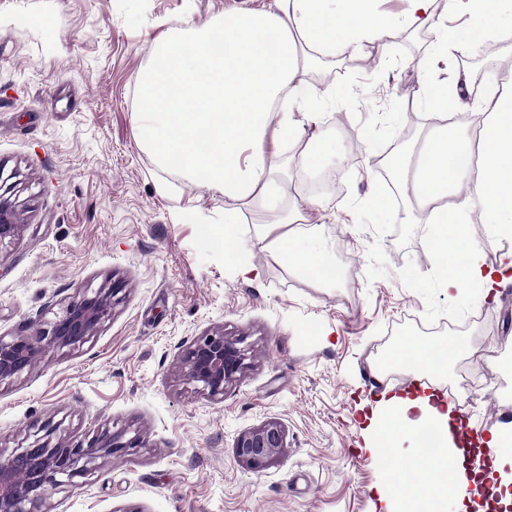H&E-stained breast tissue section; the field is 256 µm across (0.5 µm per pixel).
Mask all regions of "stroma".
<instances>
[{"instance_id":"1","label":"stroma","mask_w":512,"mask_h":512,"mask_svg":"<svg viewBox=\"0 0 512 512\" xmlns=\"http://www.w3.org/2000/svg\"><path fill=\"white\" fill-rule=\"evenodd\" d=\"M270 0H0V172L23 230L0 244V336L49 330L77 290L121 283L123 299L75 349H48L0 383V453L44 421L84 440L97 430L140 434L143 448L102 463L76 487L52 492L48 512H378L387 466L372 452L364 408L414 384L377 361L400 338L462 336L475 349L448 369L477 443L512 422V285L497 301L448 300L408 199L377 211L372 164L397 146L390 121L406 100L415 139L434 128L427 82H446L466 54L422 69L437 50L427 28L403 24L407 0H376L398 20L392 38L322 59L307 103L281 102L303 136L334 153L341 195L312 194L301 139L280 153L288 198L328 245L335 286L289 271L255 235L272 210L224 198L160 166L138 141L140 78L164 32ZM494 52L472 67L477 92L512 65V10L500 7ZM236 219L239 252L261 271L225 266L213 228ZM242 339L249 366L223 396L181 372L201 334ZM491 379L476 392L471 381ZM279 422L286 446L262 469L240 462L236 436Z\"/></svg>"}]
</instances>
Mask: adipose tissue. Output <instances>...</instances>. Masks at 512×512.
I'll list each match as a JSON object with an SVG mask.
<instances>
[{"mask_svg": "<svg viewBox=\"0 0 512 512\" xmlns=\"http://www.w3.org/2000/svg\"><path fill=\"white\" fill-rule=\"evenodd\" d=\"M393 30L372 0H272L269 9L166 37L141 80L139 141L163 167L225 197L279 210L276 222L256 225L257 238L310 281L334 285L338 271L326 244L310 229L291 226L277 177L279 145L300 129L273 107L300 94L308 49L346 55L362 40L389 39ZM471 87L464 69L455 70L452 85H431L433 105L453 120L391 163L416 223L426 227V244L444 270L440 288L451 299L467 289L495 297L512 283V250L497 266L487 265L482 242L458 230L475 204L491 233L512 241V82L490 100L475 135L460 120ZM473 353L462 337L420 348L404 338L387 353L388 363L423 385L381 398L368 418L376 449L390 456L386 482L376 489L383 512H512V422L491 430L478 449L462 446L456 407L433 385L458 357ZM425 437L433 440L431 453L395 455L400 442ZM479 451L488 460L472 466Z\"/></svg>", "mask_w": 512, "mask_h": 512, "instance_id": "ef3b65f1", "label": "adipose tissue"}]
</instances>
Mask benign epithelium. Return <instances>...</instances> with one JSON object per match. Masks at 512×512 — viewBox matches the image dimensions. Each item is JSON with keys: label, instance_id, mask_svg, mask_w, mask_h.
Masks as SVG:
<instances>
[{"label": "benign epithelium", "instance_id": "7a95c632", "mask_svg": "<svg viewBox=\"0 0 512 512\" xmlns=\"http://www.w3.org/2000/svg\"><path fill=\"white\" fill-rule=\"evenodd\" d=\"M18 213L9 198L0 193V245L21 232ZM120 289L105 283L94 291L82 289L71 297L51 329L40 335L18 333L0 336V382L20 375L48 348H76L92 337L112 314ZM246 354L239 341L211 331L195 338L182 360L184 376L215 398L236 381L245 368ZM126 431L108 429L87 442H74L57 435V426L43 423L27 446L0 456V512H47L50 491L76 485L75 479L95 471L99 464L141 447L139 435L125 438ZM285 447V431L268 422L240 433L235 455L253 469L263 467Z\"/></svg>", "mask_w": 512, "mask_h": 512}]
</instances>
